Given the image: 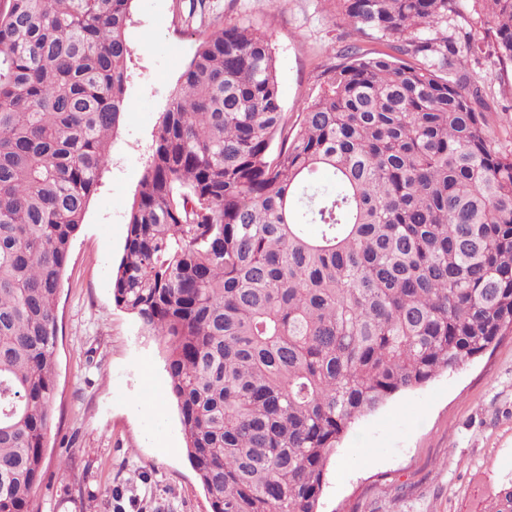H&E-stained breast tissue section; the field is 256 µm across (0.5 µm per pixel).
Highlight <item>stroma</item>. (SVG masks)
<instances>
[{
  "instance_id": "35a3bbf8",
  "label": "stroma",
  "mask_w": 512,
  "mask_h": 512,
  "mask_svg": "<svg viewBox=\"0 0 512 512\" xmlns=\"http://www.w3.org/2000/svg\"><path fill=\"white\" fill-rule=\"evenodd\" d=\"M133 0L127 29L132 106L75 238L58 300L54 420L36 512H210L187 457L162 347L116 307L111 278L124 252L169 94L198 41L214 30L266 33L283 109L296 123L344 47L385 51L357 34L337 0ZM448 37L478 51L459 71L479 89L496 144L512 152V67L462 0ZM512 479V335L485 354L397 394L357 420L331 457L318 512H479Z\"/></svg>"
}]
</instances>
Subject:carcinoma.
<instances>
[{
    "mask_svg": "<svg viewBox=\"0 0 512 512\" xmlns=\"http://www.w3.org/2000/svg\"><path fill=\"white\" fill-rule=\"evenodd\" d=\"M482 1L512 65V0ZM131 5L0 10V512H33L42 480L59 290L130 111ZM343 8L393 53L346 55L292 129L266 34L205 37L128 213L113 301L165 344L211 512H317L356 419L512 332V152L454 69L460 0ZM484 512H512V482Z\"/></svg>",
    "mask_w": 512,
    "mask_h": 512,
    "instance_id": "1",
    "label": "carcinoma"
}]
</instances>
